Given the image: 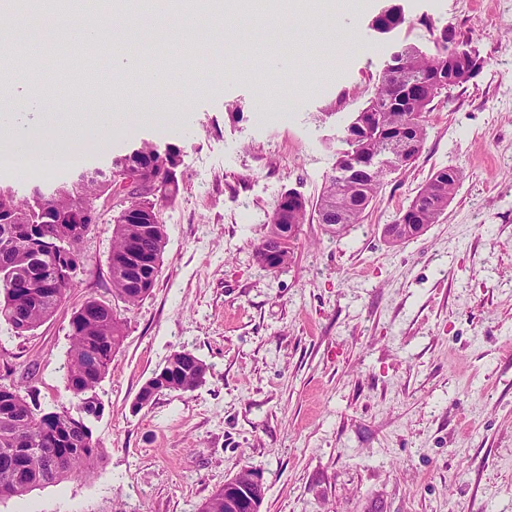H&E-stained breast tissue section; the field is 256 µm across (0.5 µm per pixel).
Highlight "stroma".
<instances>
[{"label":"stroma","mask_w":512,"mask_h":512,"mask_svg":"<svg viewBox=\"0 0 512 512\" xmlns=\"http://www.w3.org/2000/svg\"><path fill=\"white\" fill-rule=\"evenodd\" d=\"M392 4L404 21L379 33ZM273 16L270 29L242 14L229 36L196 32L198 67L153 92L173 125L84 148L83 169L106 173L142 143L176 149L179 192L158 208L166 246L137 305L112 295L105 210L56 313L21 336L0 325V375L34 387L47 413L78 406L62 370L73 312L96 297L125 323L87 420L103 450L93 476L0 512H199L243 467L267 487L261 512H512V0H321ZM151 17L133 37L156 68L177 15L162 0ZM350 29L369 51L345 48ZM444 29L484 67L434 100L421 154L387 173L359 224L336 233L308 212L292 262L265 268L256 248L280 198L316 203L392 54H437ZM446 166L462 179L439 220L389 244L386 225ZM180 350L207 364L204 383L136 408Z\"/></svg>","instance_id":"obj_1"}]
</instances>
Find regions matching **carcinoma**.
I'll return each instance as SVG.
<instances>
[{
    "label": "carcinoma",
    "instance_id": "obj_1",
    "mask_svg": "<svg viewBox=\"0 0 512 512\" xmlns=\"http://www.w3.org/2000/svg\"><path fill=\"white\" fill-rule=\"evenodd\" d=\"M440 39L442 52L435 56H427L415 47H406L393 55L374 99L364 109L375 114L376 134L346 140L348 149L338 154L336 174L329 178L315 205L319 223L328 227L359 223L384 179V169L372 173L362 170L341 177L338 171L343 169L348 156L389 154L391 141L399 134L408 136L413 155H419L427 139V113L435 98L448 90L450 83L455 87L468 83L461 75L449 79L448 31H442ZM460 181L461 173L455 168L443 167L433 172L410 204V208L418 209L417 223H436ZM101 190L102 184L92 180L79 193L58 190L46 204L55 212L69 213ZM177 191V181L170 178L165 182L161 200L140 196L134 207L153 210L158 202L173 200ZM286 200L294 201L290 222L298 228L306 219L308 201L294 192L281 198L283 202ZM29 209V201H21L0 187V212L25 213ZM278 212L277 208L272 212L268 231L257 248L259 254L275 251V261L263 263L270 270L288 264L296 240L294 236L282 235ZM113 224L108 259L112 292L135 306L151 292L159 270L144 273L143 285L136 288L119 270L120 260L135 244L154 262H160L165 233L150 235L143 231V225L126 223L122 214L113 219ZM80 227L81 234H86L87 224L0 223V324L7 325L15 335L32 331L52 317L76 277L74 271L84 267V255L78 247L69 261L72 273L63 274L60 253L56 250L58 234L73 235ZM13 275L27 280L26 287H12ZM70 327L72 345L63 366L64 379L82 408L87 396L95 392L105 377L123 339L124 324L108 304L92 298L73 313ZM166 363L171 380L164 386L155 381L144 384L137 395L138 407L151 405L165 391H192L207 374L205 363L188 364L177 351ZM100 456L101 449L93 441L91 431L79 425L69 409L63 407L40 415L18 387H0V500L20 498L66 479L87 477Z\"/></svg>",
    "mask_w": 512,
    "mask_h": 512
}]
</instances>
